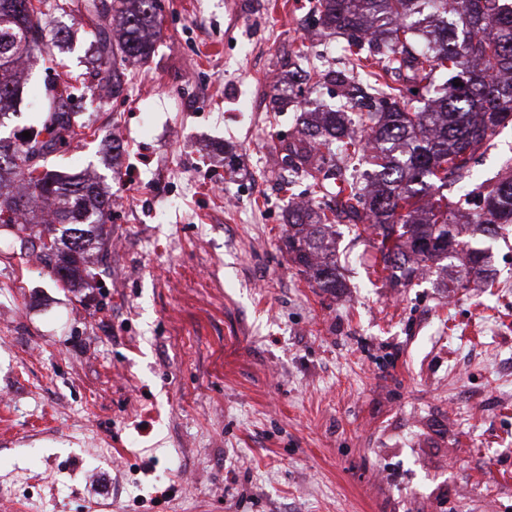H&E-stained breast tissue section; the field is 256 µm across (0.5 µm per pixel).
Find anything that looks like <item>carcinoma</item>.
Returning <instances> with one entry per match:
<instances>
[{
  "label": "carcinoma",
  "mask_w": 512,
  "mask_h": 512,
  "mask_svg": "<svg viewBox=\"0 0 512 512\" xmlns=\"http://www.w3.org/2000/svg\"><path fill=\"white\" fill-rule=\"evenodd\" d=\"M159 0H112L119 28L94 30L99 81L121 90L117 60H144L160 33ZM323 27L349 37L348 67L319 72L318 84L338 91L320 112H304L299 137L288 146L296 170L310 177L318 197L313 154L336 149L351 167L336 192V208L288 197L289 260L315 287H345L336 260L335 223L345 218L357 234L370 233L377 273L392 286L411 285L436 265L453 270L450 292L472 279L491 286L488 241L512 224V168L494 183L477 181L470 163L492 146L499 127L512 123V0H315ZM47 13L30 0H0V120L22 101L21 74L33 53L48 54ZM433 93L413 104V87ZM42 128L28 140L0 138V224H64L42 242L45 264L66 288L82 281L88 248L104 246L101 230L112 200L95 182L44 170L13 190L35 148L50 156L86 129L66 83L45 93ZM368 159L370 172L360 171ZM461 185L450 198L440 189ZM50 202L37 210L32 198Z\"/></svg>",
  "instance_id": "1"
}]
</instances>
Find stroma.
<instances>
[{
    "instance_id": "obj_1",
    "label": "stroma",
    "mask_w": 512,
    "mask_h": 512,
    "mask_svg": "<svg viewBox=\"0 0 512 512\" xmlns=\"http://www.w3.org/2000/svg\"><path fill=\"white\" fill-rule=\"evenodd\" d=\"M309 0H162L151 57L94 79L86 16L31 56L0 137L61 78L89 129L58 170L121 198L115 249L74 288L0 226V492L7 512H512V234L494 287L391 288L336 226L346 288L284 245L273 81L342 56ZM124 139L113 148V129Z\"/></svg>"
}]
</instances>
